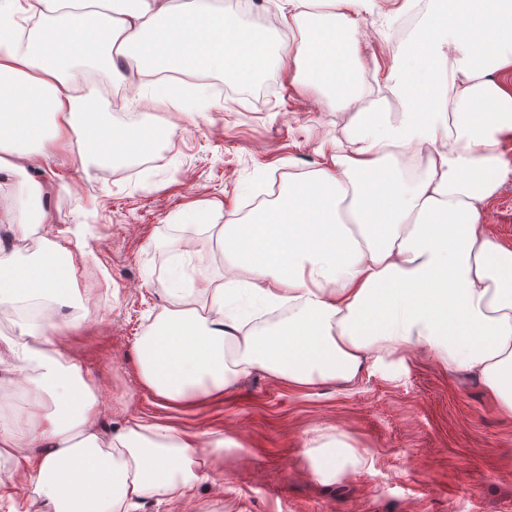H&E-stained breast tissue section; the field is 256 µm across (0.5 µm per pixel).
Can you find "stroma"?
I'll use <instances>...</instances> for the list:
<instances>
[{
	"label": "stroma",
	"mask_w": 512,
	"mask_h": 512,
	"mask_svg": "<svg viewBox=\"0 0 512 512\" xmlns=\"http://www.w3.org/2000/svg\"><path fill=\"white\" fill-rule=\"evenodd\" d=\"M358 38L362 105L401 111L386 75L404 45L392 32L395 0H371ZM106 117L142 113L169 155L142 170L52 156L46 179L58 228L81 243L83 275L50 310L56 344L96 381L99 423L139 421L218 432L241 446L225 458L223 487L200 483L180 512H512V414L475 378L420 355L384 372L294 389L256 371L231 393L192 407L168 405L146 387L137 349L170 304L224 270L215 227L247 216L298 177L330 163L354 113L329 108L271 62L255 82L197 73L168 75L175 105L153 107L158 86L135 100L94 76ZM486 232L512 247V180L485 206ZM344 433L368 448L366 467L321 484L299 460L307 437Z\"/></svg>",
	"instance_id": "35a3bbf8"
}]
</instances>
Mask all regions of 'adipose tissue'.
Wrapping results in <instances>:
<instances>
[{"instance_id":"obj_1","label":"adipose tissue","mask_w":512,"mask_h":512,"mask_svg":"<svg viewBox=\"0 0 512 512\" xmlns=\"http://www.w3.org/2000/svg\"><path fill=\"white\" fill-rule=\"evenodd\" d=\"M368 0H280L291 42L228 21L211 0H0V189L24 177L25 208H0V305L54 296L75 255L43 204L45 160L64 152L109 164L149 140L94 106L90 72L142 88L162 72H230L252 83L271 61L336 109L356 113L348 150L289 185L249 219L220 225L224 274L175 296L138 347L141 381L175 406L221 397L255 370L292 386L349 384L419 354L478 377L512 413V249L485 232L483 206L512 179V0H447L409 44L394 79L399 116L362 110L359 17ZM39 18L36 31L21 19ZM42 233L50 250L18 260ZM229 296L248 310H227ZM51 317L21 325L32 380L0 457L17 468L0 498L33 489L43 512H127L143 499L223 483L224 439L136 422L103 433L95 385L54 338ZM346 435H317L303 460L319 482L365 466Z\"/></svg>"}]
</instances>
